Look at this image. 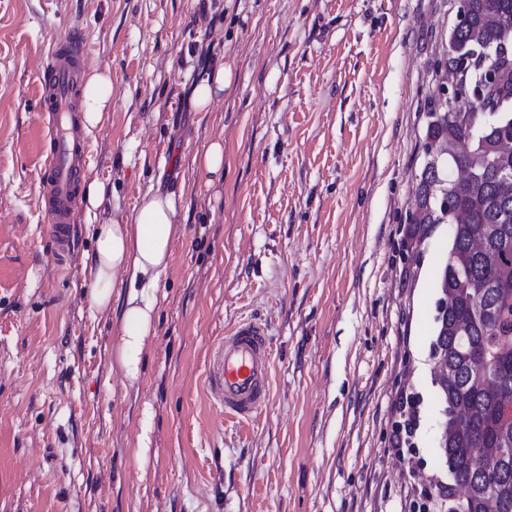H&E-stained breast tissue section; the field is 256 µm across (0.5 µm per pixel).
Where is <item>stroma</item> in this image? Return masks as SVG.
I'll return each instance as SVG.
<instances>
[{
  "label": "stroma",
  "instance_id": "stroma-1",
  "mask_svg": "<svg viewBox=\"0 0 512 512\" xmlns=\"http://www.w3.org/2000/svg\"><path fill=\"white\" fill-rule=\"evenodd\" d=\"M455 20V0H0V512H409L448 483L433 343L451 227L411 271L394 246ZM75 26L112 107L85 176L106 193L61 270L36 207V77ZM218 61L229 85L195 111ZM214 141L216 181L197 162ZM150 191L176 198L173 254L131 381L127 287L93 309L85 258ZM247 319L271 341L270 397L239 424L205 387Z\"/></svg>",
  "mask_w": 512,
  "mask_h": 512
}]
</instances>
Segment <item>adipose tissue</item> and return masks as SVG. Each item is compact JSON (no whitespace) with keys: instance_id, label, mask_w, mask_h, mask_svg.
Listing matches in <instances>:
<instances>
[{"instance_id":"ef3b65f1","label":"adipose tissue","mask_w":512,"mask_h":512,"mask_svg":"<svg viewBox=\"0 0 512 512\" xmlns=\"http://www.w3.org/2000/svg\"><path fill=\"white\" fill-rule=\"evenodd\" d=\"M174 194L150 192L136 207L133 223L99 225L95 252L89 263L91 304L107 308L116 275H124L130 290L121 315L118 359L127 378L137 379L141 356L155 333V305L147 289L156 287L172 258Z\"/></svg>"}]
</instances>
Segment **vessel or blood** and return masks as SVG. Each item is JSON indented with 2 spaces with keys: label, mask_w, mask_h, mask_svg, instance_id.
Returning <instances> with one entry per match:
<instances>
[{
  "label": "vessel or blood",
  "mask_w": 512,
  "mask_h": 512,
  "mask_svg": "<svg viewBox=\"0 0 512 512\" xmlns=\"http://www.w3.org/2000/svg\"><path fill=\"white\" fill-rule=\"evenodd\" d=\"M89 47L79 29L52 44L38 76L42 146L36 205L58 267L75 253L76 218L90 146L83 134V95ZM271 347L263 326L242 321L225 332L209 356L207 392L221 415L245 423L262 412L270 394Z\"/></svg>",
  "instance_id": "1"
}]
</instances>
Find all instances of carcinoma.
Instances as JSON below:
<instances>
[{
	"label": "carcinoma",
	"mask_w": 512,
	"mask_h": 512,
	"mask_svg": "<svg viewBox=\"0 0 512 512\" xmlns=\"http://www.w3.org/2000/svg\"><path fill=\"white\" fill-rule=\"evenodd\" d=\"M465 8L469 24L452 28L448 36L459 54H447L445 65L467 88L483 86L482 95L455 107L460 119L448 118L438 101L429 102L423 151L445 144L448 153L438 167L418 175L420 217L407 225L404 238L422 244L438 225H452L440 277L448 289V311L435 319V348L453 371L448 384L438 387L439 397L456 402L465 424L446 429L448 447L441 454L456 480L439 487V494L450 498L459 488L467 501L487 498L495 512H512V456L495 461L493 484L467 463L473 448L512 446V422L501 419L502 410L512 406V348L502 346L505 324L512 320V247L500 248L503 237L512 240V152L498 148L512 139V113H499L482 142L471 131L473 121L512 96V70L495 85H483L495 48L512 39V0H465ZM473 164L481 168V178L462 177V168ZM459 325L465 327L461 335L453 331ZM475 350L487 351L489 358L476 361Z\"/></svg>",
	"instance_id": "carcinoma-1"
}]
</instances>
